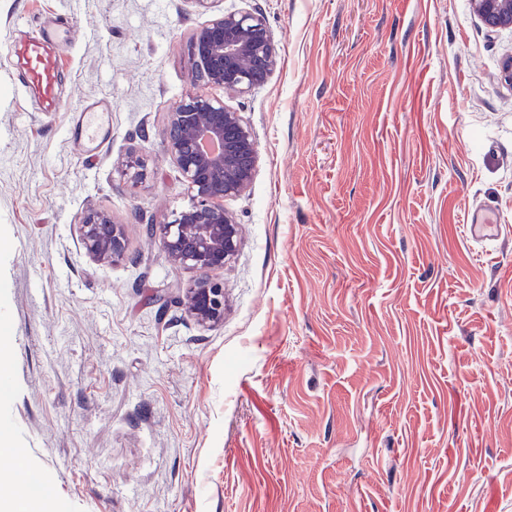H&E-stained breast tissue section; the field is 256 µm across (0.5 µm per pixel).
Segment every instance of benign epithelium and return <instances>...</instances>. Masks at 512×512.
<instances>
[{
	"label": "benign epithelium",
	"instance_id": "benign-epithelium-1",
	"mask_svg": "<svg viewBox=\"0 0 512 512\" xmlns=\"http://www.w3.org/2000/svg\"><path fill=\"white\" fill-rule=\"evenodd\" d=\"M473 5L487 27L512 28V0H473ZM189 51L196 78L239 95L260 83L253 64H260L266 76L276 65L264 16L248 12H227L211 20L196 31ZM163 140L196 202L162 225L161 245L173 264L199 273L183 298L188 313L202 326H216L224 321V285L210 273L224 269L239 234L224 199L248 190L258 145L238 113L206 91L176 104ZM80 230L83 246L94 259L111 263L125 257L123 232L108 213H88Z\"/></svg>",
	"mask_w": 512,
	"mask_h": 512
}]
</instances>
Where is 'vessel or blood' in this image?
I'll return each mask as SVG.
<instances>
[{"label": "vessel or blood", "instance_id": "1", "mask_svg": "<svg viewBox=\"0 0 512 512\" xmlns=\"http://www.w3.org/2000/svg\"><path fill=\"white\" fill-rule=\"evenodd\" d=\"M62 32L58 25L47 24L33 35L15 40L10 48L18 69L19 85L25 96L33 99L40 111H59L63 105L60 92L61 72L58 46ZM101 103L80 113L78 123L86 142H93L99 128V116L108 111ZM465 235L476 244L503 238L507 227L500 224L495 210L488 205L471 209L465 219Z\"/></svg>", "mask_w": 512, "mask_h": 512}]
</instances>
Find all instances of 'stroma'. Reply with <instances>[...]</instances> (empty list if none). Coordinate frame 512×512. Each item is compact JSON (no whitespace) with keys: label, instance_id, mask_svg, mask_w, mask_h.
I'll return each instance as SVG.
<instances>
[{"label":"stroma","instance_id":"35a3bbf8","mask_svg":"<svg viewBox=\"0 0 512 512\" xmlns=\"http://www.w3.org/2000/svg\"><path fill=\"white\" fill-rule=\"evenodd\" d=\"M227 10L263 14L278 61L225 99L259 156L204 327L180 303L195 271L146 227L192 204L162 132ZM52 20L78 39L44 113L10 46ZM509 66L512 29L471 0H0L14 491L32 469L40 512H512V235L463 228L483 204L512 226ZM101 99L88 158L67 131ZM92 210L127 259L87 254Z\"/></svg>","mask_w":512,"mask_h":512}]
</instances>
